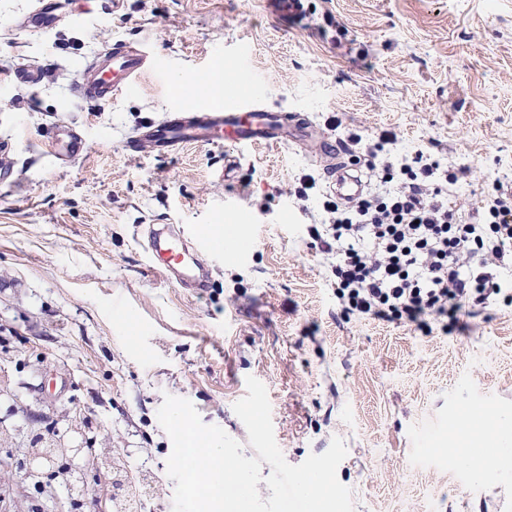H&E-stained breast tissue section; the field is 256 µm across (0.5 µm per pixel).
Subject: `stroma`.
<instances>
[{"label": "stroma", "instance_id": "obj_1", "mask_svg": "<svg viewBox=\"0 0 512 512\" xmlns=\"http://www.w3.org/2000/svg\"><path fill=\"white\" fill-rule=\"evenodd\" d=\"M57 2L58 23L37 27L38 0H0V512H110L95 448L117 450L132 483L152 475L144 512H173L165 395L250 458L233 410L250 376L288 463L345 442L337 477L355 512H512V438L485 480L456 459L483 432L475 403L512 419V271L503 295L446 328L346 318L313 235L329 198L321 137L351 152L350 136L395 132L393 158L437 160L472 224L481 197L512 196V0H306L298 21L264 0ZM143 39L153 65L137 90L78 96V61ZM242 50L246 70L225 82ZM21 67L41 83L10 81ZM249 76L265 106L311 124L304 145L124 150ZM60 121L86 140L78 160L48 152ZM228 207L248 223H225ZM148 224L223 232L242 257L202 253L207 287H178L153 268ZM37 444L85 449L84 496L61 477L28 482L18 463Z\"/></svg>", "mask_w": 512, "mask_h": 512}]
</instances>
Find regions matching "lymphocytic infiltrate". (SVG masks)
I'll return each mask as SVG.
<instances>
[{
    "label": "lymphocytic infiltrate",
    "instance_id": "f902f5d3",
    "mask_svg": "<svg viewBox=\"0 0 512 512\" xmlns=\"http://www.w3.org/2000/svg\"><path fill=\"white\" fill-rule=\"evenodd\" d=\"M354 160L386 174L399 169L402 179L350 206L323 205L319 240L333 257L343 314L426 326L501 292L497 272L512 265L511 198L484 200V223L470 224L424 154L396 165L368 147Z\"/></svg>",
    "mask_w": 512,
    "mask_h": 512
}]
</instances>
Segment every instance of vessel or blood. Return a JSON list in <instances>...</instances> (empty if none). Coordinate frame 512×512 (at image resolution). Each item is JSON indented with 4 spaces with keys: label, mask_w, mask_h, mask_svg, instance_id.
<instances>
[{
    "label": "vessel or blood",
    "mask_w": 512,
    "mask_h": 512,
    "mask_svg": "<svg viewBox=\"0 0 512 512\" xmlns=\"http://www.w3.org/2000/svg\"><path fill=\"white\" fill-rule=\"evenodd\" d=\"M149 69V59L140 45L118 42L103 56L80 63L78 92L85 99L104 102L134 91ZM305 130L304 122L285 120L282 113L260 106L255 88L246 85L224 105L191 113L175 112L163 123L142 127L139 138L155 152L171 154L192 144H284L293 133ZM54 139L56 157L70 160L85 152L83 136L67 122H58ZM327 177L330 187L338 189L345 199H356L362 193L361 183L347 176L343 165L329 167ZM146 249L155 269L167 280L187 288L203 285L202 267L193 260V253H220L231 261L241 256L236 248L209 235L191 236L160 224L148 225Z\"/></svg>",
    "instance_id": "obj_1"
}]
</instances>
